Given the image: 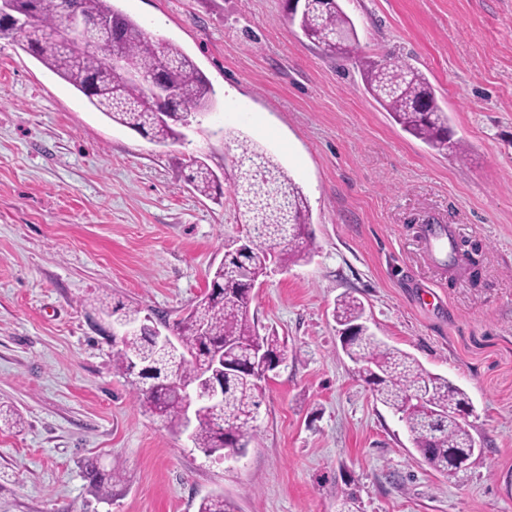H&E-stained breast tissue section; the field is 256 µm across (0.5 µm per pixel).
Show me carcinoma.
I'll return each instance as SVG.
<instances>
[{"label": "carcinoma", "mask_w": 512, "mask_h": 512, "mask_svg": "<svg viewBox=\"0 0 512 512\" xmlns=\"http://www.w3.org/2000/svg\"><path fill=\"white\" fill-rule=\"evenodd\" d=\"M90 17H110L125 53L144 73V82L123 85L110 96L90 91L105 82L106 60L97 50L75 56L71 42L78 34L70 27V10ZM302 34L327 54L348 58L357 34L338 4L309 0L291 19ZM0 40L14 43L47 69L72 85L97 111L112 122L151 137L166 146L185 139L187 117L216 107V92L192 58L177 44L153 38L134 19L115 8L112 0H18L14 16L0 19ZM166 75L174 79L177 109L167 119L157 118L158 105L148 94V83ZM365 88L372 99L411 136L430 148L454 146L448 135V115L439 106L435 89L418 69L403 59L387 56L370 64ZM234 159L232 193L243 223L251 227L246 251H230L211 274L209 290L190 311L173 324L178 347H157L145 328H136L120 341L113 367L131 379L140 405L167 430L181 433L185 392H205L203 377L209 360L202 349L224 350L237 370L224 373V404L198 411L191 441L205 456L223 453L234 457L242 432L256 430L260 400L255 384L256 353L269 360L287 359L275 336L259 334L249 316L252 283L269 265L307 261L313 242L307 229L309 206L302 189L280 164L254 143L238 144ZM195 190L209 195L219 178L202 161H195L187 176ZM141 310L124 304L112 307L118 320L137 322ZM336 320L353 330L342 345L357 365L359 377L375 392L376 400L404 422L415 448L435 471L450 479L466 474L457 461L468 456L473 442L462 414L469 406L466 392L447 377L428 372L411 354L390 347L363 321V306L353 296L336 303ZM198 512H236L221 493L201 500Z\"/></svg>", "instance_id": "obj_1"}]
</instances>
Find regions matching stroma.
Segmentation results:
<instances>
[{"label": "stroma", "mask_w": 512, "mask_h": 512, "mask_svg": "<svg viewBox=\"0 0 512 512\" xmlns=\"http://www.w3.org/2000/svg\"><path fill=\"white\" fill-rule=\"evenodd\" d=\"M210 79L215 110L160 146L0 41V512H512V0H340L352 58L326 55L284 0H114ZM402 58L433 85L460 151L404 132L364 71ZM259 144L309 204L311 260L253 290L285 363L260 392L242 457H205L163 429L116 372L110 312L174 323L205 293L225 241L237 140ZM220 192L187 184L193 160ZM452 226L478 276L431 261L423 226ZM366 323L463 388L482 452L443 478L345 355L344 295ZM114 474L108 493L87 463Z\"/></svg>", "instance_id": "stroma-1"}]
</instances>
